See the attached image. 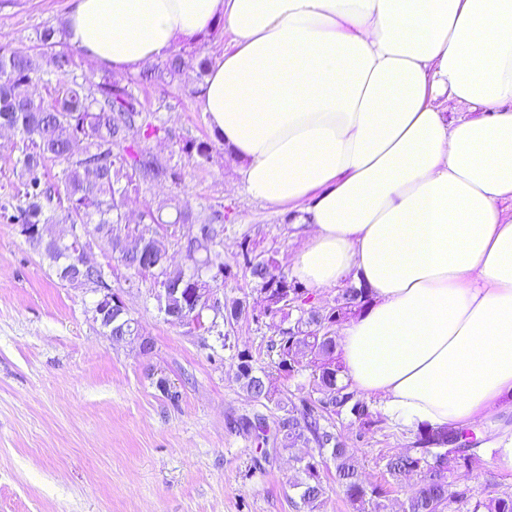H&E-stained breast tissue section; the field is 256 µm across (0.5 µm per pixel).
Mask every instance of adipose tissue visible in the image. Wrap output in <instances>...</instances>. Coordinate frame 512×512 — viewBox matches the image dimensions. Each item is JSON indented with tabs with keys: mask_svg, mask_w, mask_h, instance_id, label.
<instances>
[{
	"mask_svg": "<svg viewBox=\"0 0 512 512\" xmlns=\"http://www.w3.org/2000/svg\"><path fill=\"white\" fill-rule=\"evenodd\" d=\"M219 21L210 130L254 199L295 210L293 275L368 295L341 381L411 430L484 424L512 472V0H75L67 27L135 74Z\"/></svg>",
	"mask_w": 512,
	"mask_h": 512,
	"instance_id": "obj_1",
	"label": "adipose tissue"
}]
</instances>
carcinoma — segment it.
Masks as SVG:
<instances>
[{
    "instance_id": "1",
    "label": "carcinoma",
    "mask_w": 512,
    "mask_h": 512,
    "mask_svg": "<svg viewBox=\"0 0 512 512\" xmlns=\"http://www.w3.org/2000/svg\"><path fill=\"white\" fill-rule=\"evenodd\" d=\"M208 57L202 48L173 52L164 62L143 71L138 79L105 73L99 77L75 71V53L68 45L66 26L48 24L36 33L29 51L0 38V131L14 136L8 155L18 178L15 192L0 198V221L15 224L29 245L56 237L55 224H76L98 239L100 252L120 262L133 274L152 280L159 311L178 324L195 315L206 332L218 322L232 324L249 314V304L202 298L199 291L224 277V208L207 206L196 211L189 202L167 207L165 202L143 203L138 223L153 224L162 232L147 233L130 227L127 213L132 196L143 189L182 187L180 169L154 154L149 142L169 131L156 124L143 108L135 88L144 82L178 85L191 96L200 94L207 75ZM208 139L179 141V151L203 167L213 158ZM179 235L184 262L173 265L166 239ZM80 242L65 240L40 251L57 278L64 282ZM245 271L256 283L262 300L291 298L294 306L278 308L273 316L286 320L297 311L294 324L279 329L270 341L277 374L254 367L252 356L238 353L236 379L249 398L271 403L278 414L272 422L263 415L242 417L234 428L262 445L287 451L299 442L312 443L317 455L299 459L302 478L294 484L299 501L294 507L314 512L326 494L322 467L333 464L343 495L357 512H380L383 490L365 483L358 462L342 438L325 421L344 413L370 430L381 423L378 414L338 383L342 366L335 357L336 323L356 313L365 297L361 288L346 290L336 305H302L305 291L270 258L242 247ZM213 316H208V313ZM112 340L142 337L141 325L121 296L112 301V324L104 326ZM310 357L312 388L295 399L277 396L275 377L284 380L299 372V358ZM480 458L466 436L433 428L418 432L413 448L387 459L390 477L399 480L414 472L420 484L407 498L405 512H444L448 501L460 496L451 491L448 473L469 470ZM472 512H512V495L503 493L478 501Z\"/></svg>"
}]
</instances>
